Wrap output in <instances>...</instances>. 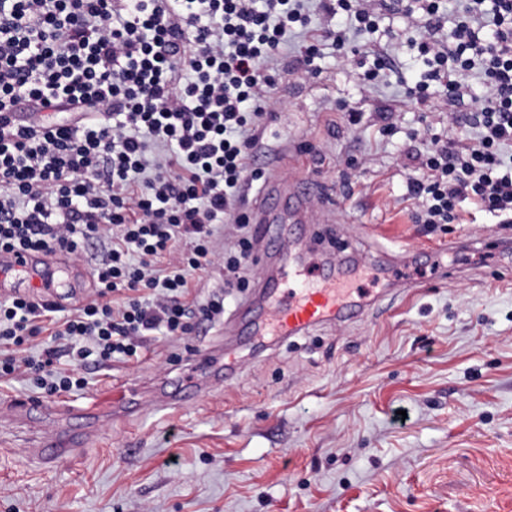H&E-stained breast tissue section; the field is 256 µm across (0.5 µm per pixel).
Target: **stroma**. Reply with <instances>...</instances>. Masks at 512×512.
Listing matches in <instances>:
<instances>
[{"label":"stroma","instance_id":"obj_1","mask_svg":"<svg viewBox=\"0 0 512 512\" xmlns=\"http://www.w3.org/2000/svg\"><path fill=\"white\" fill-rule=\"evenodd\" d=\"M408 35L403 15L387 13L375 37L391 69L371 87L356 56L329 46L318 77L277 76V115L258 141L263 180L309 178L339 217L271 233L357 258L355 285L380 295L378 308L262 349L241 318L259 251L248 287L224 288L220 269L199 274L198 300L223 292V317L140 361L87 370L76 405L138 381L147 404L98 423L81 458L33 456L42 429L68 424L51 413L60 399L45 398L33 424L1 407L27 386L0 385V512H512V224L477 209L462 224L418 223L401 154L427 123L407 96L425 67ZM385 105L396 109L387 135ZM217 346L240 368L232 384L149 406Z\"/></svg>","mask_w":512,"mask_h":512}]
</instances>
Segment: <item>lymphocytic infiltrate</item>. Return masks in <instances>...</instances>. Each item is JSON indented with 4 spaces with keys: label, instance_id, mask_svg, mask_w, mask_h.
Returning <instances> with one entry per match:
<instances>
[{
    "label": "lymphocytic infiltrate",
    "instance_id": "lymphocytic-infiltrate-1",
    "mask_svg": "<svg viewBox=\"0 0 512 512\" xmlns=\"http://www.w3.org/2000/svg\"><path fill=\"white\" fill-rule=\"evenodd\" d=\"M445 28L441 0H415L407 27L427 68L409 90L454 114L459 131H425L406 158L422 223H463L475 207L512 223V0H465ZM382 0H0V251L100 256L82 304L29 294L0 301V381L45 395L83 390L82 372L139 359L224 312L199 303L196 274L243 280L250 238L216 247L256 165L257 132L276 104L275 65L313 74L321 46L373 60ZM365 40L351 44L348 28ZM15 112H54L39 129Z\"/></svg>",
    "mask_w": 512,
    "mask_h": 512
}]
</instances>
